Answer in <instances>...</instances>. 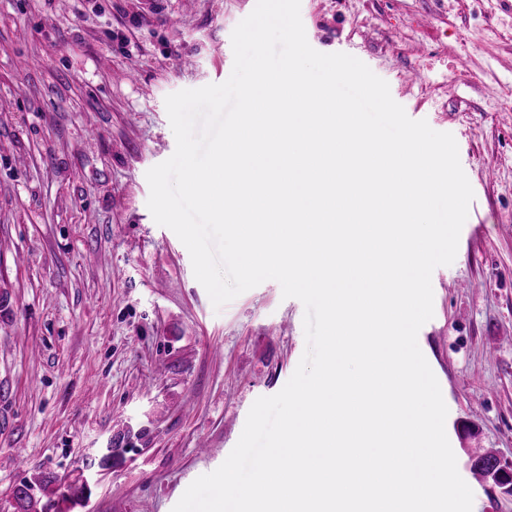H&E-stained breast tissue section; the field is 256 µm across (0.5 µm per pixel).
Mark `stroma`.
<instances>
[{
	"label": "stroma",
	"instance_id": "35a3bbf8",
	"mask_svg": "<svg viewBox=\"0 0 512 512\" xmlns=\"http://www.w3.org/2000/svg\"><path fill=\"white\" fill-rule=\"evenodd\" d=\"M253 8L0 0V512L37 474L89 482L74 512H172L294 373L301 301L268 280L214 309L147 207L176 147L166 96L229 78ZM301 19L456 139L474 199L418 344L461 477L476 452L512 463V0H301ZM118 437L132 450L86 468Z\"/></svg>",
	"mask_w": 512,
	"mask_h": 512
}]
</instances>
